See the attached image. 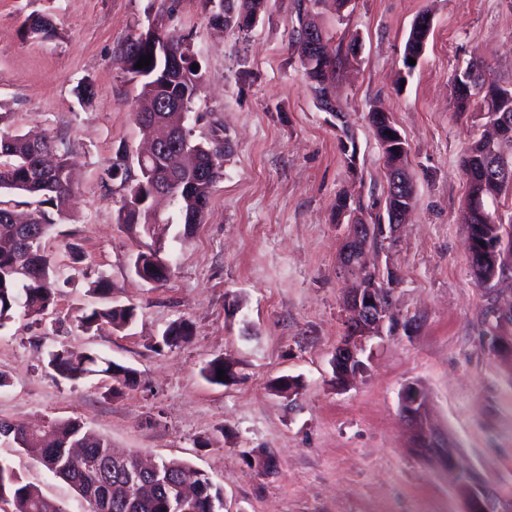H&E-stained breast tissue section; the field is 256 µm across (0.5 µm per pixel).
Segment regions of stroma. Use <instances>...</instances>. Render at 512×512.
Returning a JSON list of instances; mask_svg holds the SVG:
<instances>
[{
    "instance_id": "obj_1",
    "label": "stroma",
    "mask_w": 512,
    "mask_h": 512,
    "mask_svg": "<svg viewBox=\"0 0 512 512\" xmlns=\"http://www.w3.org/2000/svg\"><path fill=\"white\" fill-rule=\"evenodd\" d=\"M296 3L268 0L257 25L240 32L214 28L203 0H0V113L18 133L63 142L77 185L56 241L61 261L67 243L82 254L40 324L19 313L0 329V419L78 418L117 451L185 461L222 488V512H461L452 475L408 443L401 394L415 384L461 463L512 497V359L488 348L490 331L512 335V324L495 319L512 309V253L503 275L476 281L460 158L486 118L458 111L451 97L453 74L475 56L512 86V0H350L341 9L320 0L314 11L340 56L332 90L354 134L352 160L305 78L292 40ZM423 12L433 27L410 72L405 42ZM37 14L51 19L53 36L26 35ZM154 28L188 35L202 74L188 125L224 147L208 212L188 232L172 206L164 223L130 232L118 222L120 193L100 179L118 149L142 144L140 87L120 56ZM85 83L87 104L77 95ZM376 108L392 113L407 141L416 198L375 256L398 274L400 327L364 341V368L342 386L331 361L354 276L338 259L349 221L337 218L336 199L347 196L370 224L385 215L387 168L369 121ZM158 244L172 274L150 285L131 261ZM97 273L112 285L110 301L136 307L132 327L78 328L99 302L89 290ZM179 319L192 323L190 339L157 348ZM61 347L132 367L140 383L114 395L102 376L55 377L47 354ZM217 357L233 364L235 382L204 377ZM283 375L300 381L292 397L274 387ZM266 456L273 470L259 465ZM0 460L67 512H87L31 456L0 445Z\"/></svg>"
}]
</instances>
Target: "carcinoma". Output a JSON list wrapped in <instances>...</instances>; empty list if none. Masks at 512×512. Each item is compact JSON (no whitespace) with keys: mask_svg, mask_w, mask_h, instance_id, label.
<instances>
[{"mask_svg":"<svg viewBox=\"0 0 512 512\" xmlns=\"http://www.w3.org/2000/svg\"><path fill=\"white\" fill-rule=\"evenodd\" d=\"M28 32L48 36L50 20L42 15L30 18ZM162 54L150 46V32L132 40L121 53L124 70L141 83L140 97L144 106L136 114L141 132L161 123L175 135L187 151L195 154L199 164L216 165L208 182L198 180L196 168L182 165L171 153L157 154L145 165L130 168L115 156L104 171L103 187L122 192L118 222L133 231L150 230L155 223L154 190L164 186L163 193L178 207L185 227L203 222L214 183L223 175V146L198 141L188 126L184 114L192 112L202 75L192 70L196 61L183 57L188 37L161 33ZM325 39L317 59L304 66L313 87L326 83L336 67L337 53ZM152 56L151 65L136 68L143 56ZM180 57L190 78L163 81L169 58ZM476 75L468 92L452 93L459 111L477 108L489 119L501 111V101L495 92L504 91L490 78L487 64L472 59L464 68ZM512 172V121L500 130L493 146L484 139L475 141L464 153L461 166L469 191L463 211V223L468 239L477 240L483 227L496 223V217L486 207V200L496 198L508 186L486 183L481 173L490 161ZM76 177L68 163L66 151L48 137L31 138L11 130L0 113V191L25 194L36 199L37 207L20 215L0 206V328L14 319L17 311L37 322L54 304L58 288L69 282L64 264L56 259L49 243L58 221L68 217ZM170 265L162 256V248L138 253L133 269L141 280L149 281L155 262ZM136 320L134 308L103 303L86 309L79 317L80 327L92 331L106 322L115 330H123ZM192 336V326L185 320L172 322L162 334V343L176 346ZM48 366L60 378L72 384L91 376L103 375L115 383L112 391L134 386L137 371L96 353L76 354L66 348L49 352ZM10 441L24 452L35 454L37 461L56 478L70 485L90 506L89 512H174L183 505V512H218L223 504L222 488L206 474L192 469L180 460H163L158 470L146 474L149 487L138 496L130 493L127 474L135 468L138 454L117 455L111 444L96 435L79 419L54 420L43 426L0 420V441ZM80 448L86 455L99 459L100 468L79 465V456L72 449ZM0 500L11 503L13 512H66L62 506L46 497L36 486L26 483L10 467L0 469Z\"/></svg>","mask_w":512,"mask_h":512,"instance_id":"obj_1","label":"carcinoma"}]
</instances>
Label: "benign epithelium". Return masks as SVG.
<instances>
[{
    "mask_svg": "<svg viewBox=\"0 0 512 512\" xmlns=\"http://www.w3.org/2000/svg\"><path fill=\"white\" fill-rule=\"evenodd\" d=\"M262 8L263 3L257 2L253 12L240 11L229 0L224 4V14L229 17V21H235L248 30L258 21ZM372 122L380 142L386 147L394 148V155L399 158V166H407V144L390 113L374 112ZM172 147L169 130L165 128L151 136L145 152L135 157L126 155V163L130 167L142 164L148 155ZM388 192L391 201L390 221L380 226L358 220L351 222L350 232L340 251V264L343 268H360L362 272L345 298L349 314L346 333L336 345L332 359L333 372L338 383L344 382L361 369L360 353L366 338L382 333L386 326L391 330L396 329L389 298L390 285L396 280L394 270L390 267L361 268V258L371 243L372 235L386 241L393 240L406 224V217L411 210V206L403 205L410 194L407 182L393 183ZM498 235V230H493L485 238L484 244H478L474 248L476 268L483 283L493 281L497 275L501 247ZM401 410L409 430L411 446L423 458L455 473L457 490L463 501V512H512V501L492 488L479 471L457 467V448L453 441L447 439L446 434L431 428L427 402L417 385L410 384L404 388Z\"/></svg>",
    "mask_w": 512,
    "mask_h": 512,
    "instance_id": "1",
    "label": "benign epithelium"
}]
</instances>
